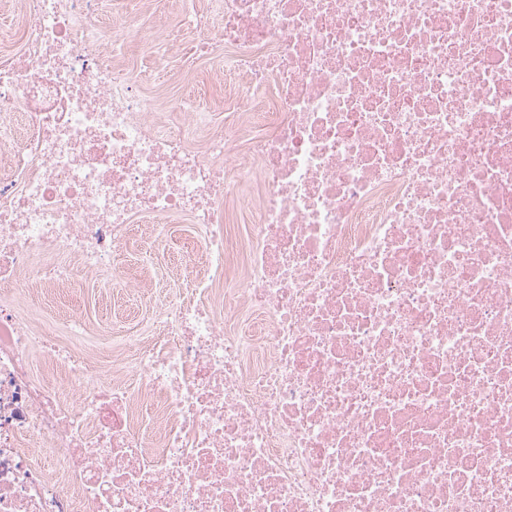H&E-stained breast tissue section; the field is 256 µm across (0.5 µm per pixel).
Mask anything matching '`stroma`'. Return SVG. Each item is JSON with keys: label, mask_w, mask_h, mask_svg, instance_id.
Segmentation results:
<instances>
[{"label": "stroma", "mask_w": 512, "mask_h": 512, "mask_svg": "<svg viewBox=\"0 0 512 512\" xmlns=\"http://www.w3.org/2000/svg\"><path fill=\"white\" fill-rule=\"evenodd\" d=\"M216 0H100L99 16L108 21L129 12L147 14L148 31L163 30L168 40L153 47L144 42L126 44L115 58L116 66L132 74L150 98L166 101L179 99L186 106L206 112L211 130L224 127V84L214 75L210 56L191 55L192 35L187 21L192 16L213 15ZM184 271L172 250L163 247L153 264L140 269L136 251L127 254L125 277L137 279L136 287L122 283L104 284L83 279L66 299L48 291L34 293L24 312L34 322H51L61 341H69L72 330L63 319V311H72L86 333L83 341L98 365L120 367L131 359L134 349L130 339H147L157 324L162 308L183 286Z\"/></svg>", "instance_id": "35a3bbf8"}]
</instances>
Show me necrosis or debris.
Instances as JSON below:
<instances>
[{
	"instance_id": "4bbe7bcc",
	"label": "necrosis or debris",
	"mask_w": 512,
	"mask_h": 512,
	"mask_svg": "<svg viewBox=\"0 0 512 512\" xmlns=\"http://www.w3.org/2000/svg\"><path fill=\"white\" fill-rule=\"evenodd\" d=\"M98 4L22 0L0 60V512H512V0H224L202 151ZM175 216L205 236L122 375L24 317Z\"/></svg>"
}]
</instances>
